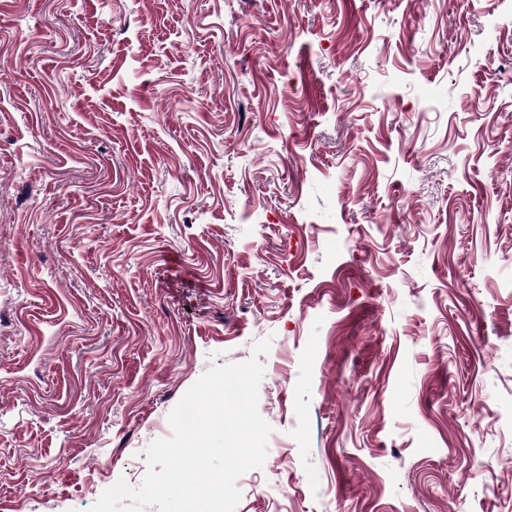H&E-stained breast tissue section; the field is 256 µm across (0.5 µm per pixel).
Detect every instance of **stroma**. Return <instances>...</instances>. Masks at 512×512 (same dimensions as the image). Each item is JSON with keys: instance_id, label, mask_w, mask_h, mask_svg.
<instances>
[{"instance_id": "35a3bbf8", "label": "stroma", "mask_w": 512, "mask_h": 512, "mask_svg": "<svg viewBox=\"0 0 512 512\" xmlns=\"http://www.w3.org/2000/svg\"><path fill=\"white\" fill-rule=\"evenodd\" d=\"M265 338L235 512H512V0H0V512Z\"/></svg>"}]
</instances>
